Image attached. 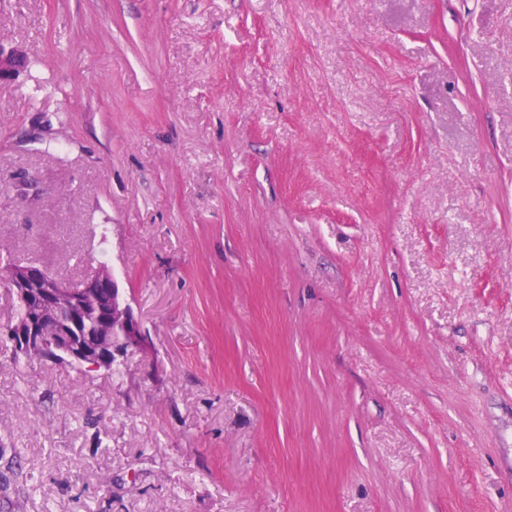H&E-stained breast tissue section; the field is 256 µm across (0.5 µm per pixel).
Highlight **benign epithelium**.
Returning <instances> with one entry per match:
<instances>
[{"mask_svg":"<svg viewBox=\"0 0 512 512\" xmlns=\"http://www.w3.org/2000/svg\"><path fill=\"white\" fill-rule=\"evenodd\" d=\"M28 54L0 43V85L15 81L26 70ZM7 279L23 316L9 325L6 334L24 352H38L51 359L84 365L90 369H108L131 350L149 346L147 333L129 303L121 300L112 307L108 322L120 330L121 337L109 336L101 327L95 337L76 335V327L95 301L97 289L109 285L119 288L112 272L102 267L88 278L83 287L73 288L44 267L34 264L12 266Z\"/></svg>","mask_w":512,"mask_h":512,"instance_id":"obj_1","label":"benign epithelium"}]
</instances>
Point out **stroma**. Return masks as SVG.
Instances as JSON below:
<instances>
[{"mask_svg":"<svg viewBox=\"0 0 512 512\" xmlns=\"http://www.w3.org/2000/svg\"><path fill=\"white\" fill-rule=\"evenodd\" d=\"M0 249L150 350L0 348V512H512V0H0ZM28 54L0 43V85L14 82L26 70Z\"/></svg>","mask_w":512,"mask_h":512,"instance_id":"stroma-1","label":"stroma"}]
</instances>
